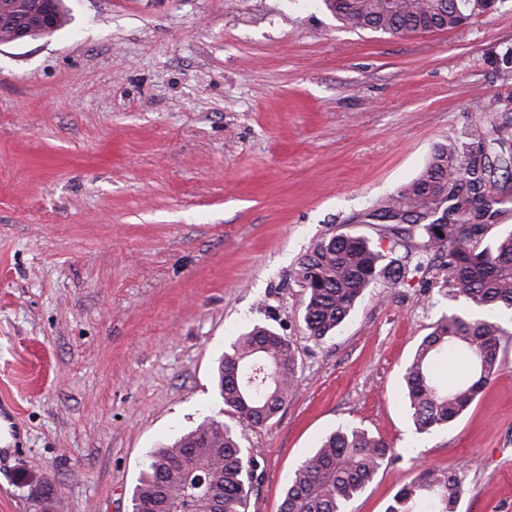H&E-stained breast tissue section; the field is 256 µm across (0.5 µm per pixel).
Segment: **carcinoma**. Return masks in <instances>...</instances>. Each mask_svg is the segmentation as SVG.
<instances>
[{"mask_svg": "<svg viewBox=\"0 0 512 512\" xmlns=\"http://www.w3.org/2000/svg\"><path fill=\"white\" fill-rule=\"evenodd\" d=\"M351 29L392 35L465 26L505 0H323ZM512 202V166H497L480 149L443 143L410 182L359 217L390 224L393 235L416 241V268L440 262L448 292L479 315L440 318L417 344L403 371L405 396L420 434L455 422L500 371L497 319L512 320V229L492 247L481 246L502 207ZM306 293L308 338L321 342L337 332L378 279L397 287L407 266L349 233L318 241L296 271ZM466 365L453 385L442 380V361ZM217 390L238 422L268 424L298 385L297 352L290 337L254 325L234 337L217 361ZM399 454L379 434L343 424L323 437L289 475L279 512H348L350 503ZM258 461L237 431L214 418L153 448L132 488V512H248L258 482ZM463 478L448 468L420 467L392 497L385 512H457L466 495Z\"/></svg>", "mask_w": 512, "mask_h": 512, "instance_id": "carcinoma-1", "label": "carcinoma"}]
</instances>
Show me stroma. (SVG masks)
Masks as SVG:
<instances>
[{
  "mask_svg": "<svg viewBox=\"0 0 512 512\" xmlns=\"http://www.w3.org/2000/svg\"><path fill=\"white\" fill-rule=\"evenodd\" d=\"M66 24L0 45V512H131L148 449L211 415L241 328L290 336L299 385L243 430L260 463L249 512L340 424L399 457L349 512H384L417 465L468 487L458 512H512V323L501 368L452 425L416 433L402 373L442 315L444 273L379 281L332 338L309 339L295 270L321 239L412 180L437 144L472 141L512 96L491 60L512 0L468 25L394 36L342 26L323 0H64Z\"/></svg>",
  "mask_w": 512,
  "mask_h": 512,
  "instance_id": "1",
  "label": "stroma"
}]
</instances>
